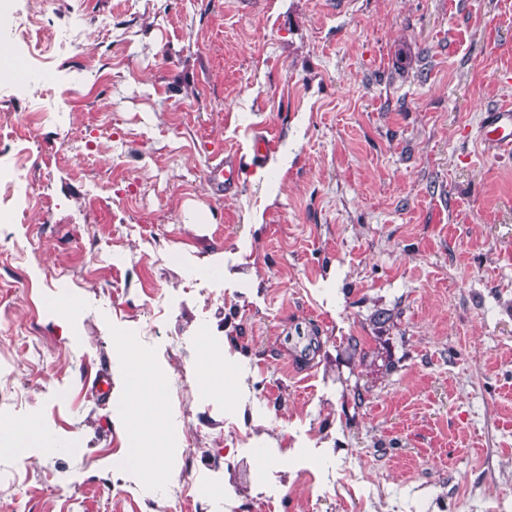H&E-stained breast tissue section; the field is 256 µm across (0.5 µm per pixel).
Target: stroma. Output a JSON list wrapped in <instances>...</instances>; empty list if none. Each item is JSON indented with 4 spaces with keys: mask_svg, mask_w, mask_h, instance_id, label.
<instances>
[{
    "mask_svg": "<svg viewBox=\"0 0 512 512\" xmlns=\"http://www.w3.org/2000/svg\"><path fill=\"white\" fill-rule=\"evenodd\" d=\"M0 47V427L43 433L0 512H512V156L475 141L512 0H8ZM117 333L165 381L150 480ZM272 140L266 136L258 137L254 140L251 152L246 156L233 155L224 157V164L219 162L211 170V177L217 187H224L227 191L237 187L239 182V173L241 166L249 158L251 165H261L266 159L267 153L271 148ZM224 178V180H222ZM198 358L200 385L203 389H206L211 383V373L216 368V357L212 346L205 338H202L199 342Z\"/></svg>",
    "mask_w": 512,
    "mask_h": 512,
    "instance_id": "35a3bbf8",
    "label": "stroma"
}]
</instances>
